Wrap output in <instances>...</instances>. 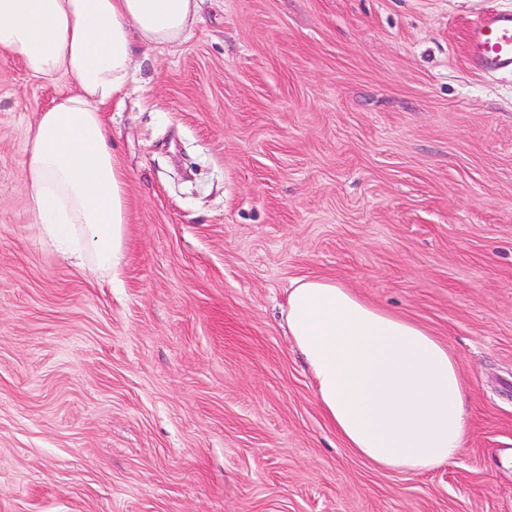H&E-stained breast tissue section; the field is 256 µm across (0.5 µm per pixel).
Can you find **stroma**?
<instances>
[{"label": "stroma", "instance_id": "35a3bbf8", "mask_svg": "<svg viewBox=\"0 0 512 512\" xmlns=\"http://www.w3.org/2000/svg\"><path fill=\"white\" fill-rule=\"evenodd\" d=\"M512 0H204L103 109L118 277L61 260L21 164L69 93L0 55V512H512ZM324 277L458 359L456 459L388 470L326 419L286 327ZM466 55L484 72L512 71V11L484 15L468 30Z\"/></svg>", "mask_w": 512, "mask_h": 512}]
</instances>
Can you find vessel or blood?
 Wrapping results in <instances>:
<instances>
[{
    "instance_id": "1",
    "label": "vessel or blood",
    "mask_w": 512,
    "mask_h": 512,
    "mask_svg": "<svg viewBox=\"0 0 512 512\" xmlns=\"http://www.w3.org/2000/svg\"><path fill=\"white\" fill-rule=\"evenodd\" d=\"M466 55L484 72L512 71V11L484 15L468 30Z\"/></svg>"
}]
</instances>
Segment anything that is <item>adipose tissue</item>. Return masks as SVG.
<instances>
[{"instance_id":"obj_1","label":"adipose tissue","mask_w":512,"mask_h":512,"mask_svg":"<svg viewBox=\"0 0 512 512\" xmlns=\"http://www.w3.org/2000/svg\"><path fill=\"white\" fill-rule=\"evenodd\" d=\"M200 0H0V54L71 87L38 112L22 165L30 212L75 266L113 272L124 258L127 176L102 109L129 82L140 49L181 43ZM288 334L325 416L348 448L388 469L456 458L467 385L447 345L325 278L288 294Z\"/></svg>"}]
</instances>
